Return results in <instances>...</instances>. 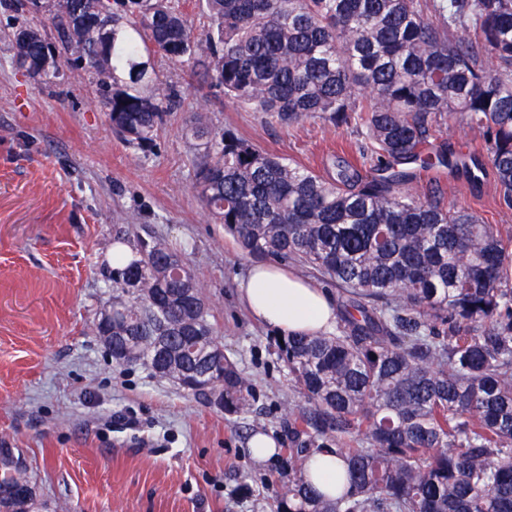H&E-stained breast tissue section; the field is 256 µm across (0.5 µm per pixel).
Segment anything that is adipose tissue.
Returning <instances> with one entry per match:
<instances>
[{
    "instance_id": "ef3b65f1",
    "label": "adipose tissue",
    "mask_w": 512,
    "mask_h": 512,
    "mask_svg": "<svg viewBox=\"0 0 512 512\" xmlns=\"http://www.w3.org/2000/svg\"><path fill=\"white\" fill-rule=\"evenodd\" d=\"M239 289L250 315L277 335L326 334L336 328V305L330 294L288 267L252 263Z\"/></svg>"
}]
</instances>
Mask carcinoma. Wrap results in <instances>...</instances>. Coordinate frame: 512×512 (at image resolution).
Segmentation results:
<instances>
[{
	"instance_id": "carcinoma-1",
	"label": "carcinoma",
	"mask_w": 512,
	"mask_h": 512,
	"mask_svg": "<svg viewBox=\"0 0 512 512\" xmlns=\"http://www.w3.org/2000/svg\"><path fill=\"white\" fill-rule=\"evenodd\" d=\"M63 0L53 20L67 62L103 92L112 128L154 145L170 94L143 56L201 67L236 103L279 126L319 117L365 130L378 176L345 160L326 179L231 133L187 121L193 189L247 255L291 261L340 288L338 332L277 345L305 408L288 417V472L272 512H512V234L447 207L432 186L402 193L438 116L462 112L488 146L500 203L512 208V0H202L189 27L172 0ZM15 44L59 74L47 44ZM494 66H489V63ZM113 244L137 258L112 269V359L139 364L194 395L250 411L254 389L224 355L209 304L179 254L144 226L117 224ZM166 355L155 357L157 337ZM207 353L188 352L190 339ZM346 466L336 496L317 489L308 459ZM32 481L0 448V506ZM182 11L195 33L200 34L207 30L208 19L199 0H179Z\"/></svg>"
}]
</instances>
